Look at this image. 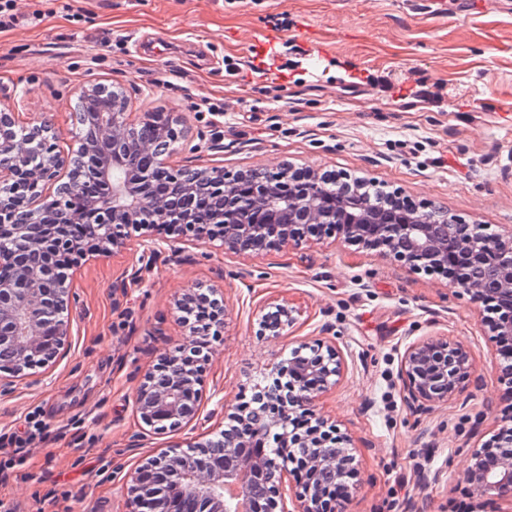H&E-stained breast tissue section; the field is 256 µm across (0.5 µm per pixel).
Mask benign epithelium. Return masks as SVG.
<instances>
[{"instance_id":"obj_1","label":"benign epithelium","mask_w":512,"mask_h":512,"mask_svg":"<svg viewBox=\"0 0 512 512\" xmlns=\"http://www.w3.org/2000/svg\"><path fill=\"white\" fill-rule=\"evenodd\" d=\"M124 98L114 112L99 119L95 134L80 130L76 147L61 149L59 137L39 123L29 126L21 141L0 138V359L10 362L15 377L36 357H55L68 336L62 314L71 284L64 256L74 249L71 228L80 224L100 251L124 247L129 229L148 231L163 224L172 234L196 241L219 240L237 255H259L298 245L308 237H340L383 257H392L415 272L437 275L462 288L473 303L496 304V317L484 319L499 343L512 346V228L490 230L445 215L437 222L401 194L389 210L364 208L349 213L343 198L321 195L319 184L341 180L336 171L299 168L284 161L270 180L251 177L247 189L227 182L224 168L176 167L169 163L180 133L134 134ZM38 143L42 162L29 167L30 145ZM133 154H150L167 170L181 198L171 200L148 189L142 176L130 173L112 180V168ZM97 183L98 193L82 198L83 183ZM211 307L218 312L212 327L224 326L223 294L213 290ZM295 321L286 303L274 304L261 316L264 331L277 336ZM311 356L295 351L278 366L280 382L259 389L257 407L240 418L238 433L204 443L175 445L145 458L129 475L130 512H235L224 489L236 487L246 512H288L281 493L283 480L296 464L306 480L296 493L297 512H338L327 499L340 486L336 502L349 497L342 478L352 464L348 448L329 451L336 438L321 435L326 422L315 413L319 395L335 385L342 370L337 347L317 343ZM473 370L462 345L433 337L407 345L400 359L403 400L413 414L448 404L459 383ZM195 373L171 355L145 375L135 400L142 423L155 430L178 428L192 420L200 406ZM310 418L299 436L300 458L280 448L258 451L254 431L293 419L294 410ZM466 482L481 495L512 502V425L502 427L493 452L470 455Z\"/></svg>"}]
</instances>
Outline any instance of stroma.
<instances>
[{
  "label": "stroma",
  "mask_w": 512,
  "mask_h": 512,
  "mask_svg": "<svg viewBox=\"0 0 512 512\" xmlns=\"http://www.w3.org/2000/svg\"><path fill=\"white\" fill-rule=\"evenodd\" d=\"M425 3L19 0L41 20L0 33V102L21 124L49 121L66 146L80 89L119 86L131 121L160 110L180 118L190 145L172 165L336 169L498 230L512 225V0H481L467 15L457 0H441L433 14ZM271 33L270 62L283 77L246 66L226 76L225 58L246 62L249 39ZM206 98L223 100V114L196 111ZM139 242L74 263L63 349L24 377L0 372L11 384L0 393V430L24 432L33 412L47 425L0 485L13 512H128L127 477L145 457L215 437L223 405L249 401L275 364L318 339L345 361L316 402L351 441L345 512L512 507L481 500L464 479L471 452L512 419V389L462 288L339 238L254 256L216 241L168 242L152 263ZM213 287L228 315L199 374L200 413L153 433L135 412L138 386L194 342L175 300ZM282 302L294 324L262 335L263 308ZM429 336L467 347L474 372L447 405L414 415L400 357ZM436 469L439 482L421 479Z\"/></svg>",
  "instance_id": "35a3bbf8"
}]
</instances>
